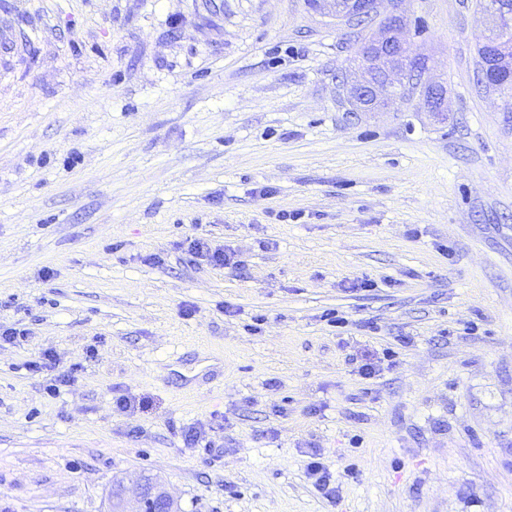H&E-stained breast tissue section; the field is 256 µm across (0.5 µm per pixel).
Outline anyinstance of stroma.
<instances>
[{
  "label": "stroma",
  "mask_w": 512,
  "mask_h": 512,
  "mask_svg": "<svg viewBox=\"0 0 512 512\" xmlns=\"http://www.w3.org/2000/svg\"><path fill=\"white\" fill-rule=\"evenodd\" d=\"M476 2L378 0L433 114L349 111L371 29L309 0H0V512L146 476L180 512H512V104ZM187 251L192 257L206 261L209 265L215 267L239 266L242 264V261L234 254H228L221 248H212L207 240L200 237L190 238ZM308 474L314 479L313 485L323 497L330 499L336 494V487H331L332 474L330 468L317 460H313L308 464Z\"/></svg>",
  "instance_id": "stroma-1"
}]
</instances>
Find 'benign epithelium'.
Wrapping results in <instances>:
<instances>
[{"mask_svg":"<svg viewBox=\"0 0 512 512\" xmlns=\"http://www.w3.org/2000/svg\"><path fill=\"white\" fill-rule=\"evenodd\" d=\"M318 4L338 20L348 19V13L354 12L358 7L361 12L371 16L376 13V0H318ZM372 43L379 50L382 59L388 60V63L378 72L373 68V62L361 61L358 76L343 82V92L350 105L368 112L373 104L398 92L405 73L398 60L404 57L406 61L414 62L418 70L422 71V84L429 91V97L426 98L419 92L416 96L421 99L423 109L435 114L444 111L447 88L444 83L427 75V62L412 52L403 35V20L399 15H391L375 29ZM171 509V496L154 481H143L135 499L126 503V512H171Z\"/></svg>","mask_w":512,"mask_h":512,"instance_id":"7a95c632","label":"benign epithelium"}]
</instances>
